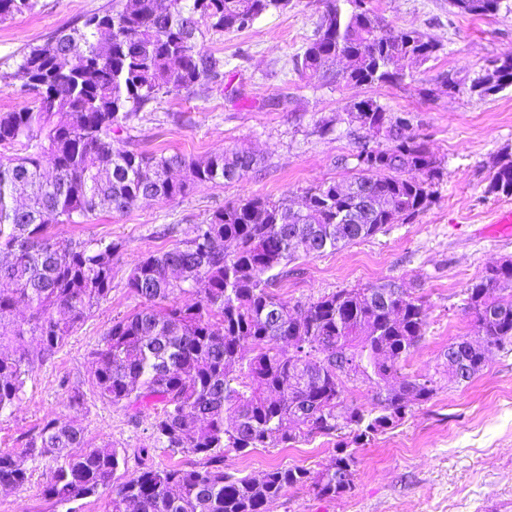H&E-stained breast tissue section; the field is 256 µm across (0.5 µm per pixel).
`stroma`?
Listing matches in <instances>:
<instances>
[{
  "label": "stroma",
  "instance_id": "1",
  "mask_svg": "<svg viewBox=\"0 0 512 512\" xmlns=\"http://www.w3.org/2000/svg\"><path fill=\"white\" fill-rule=\"evenodd\" d=\"M112 0H37L35 8L0 23V112L21 109L24 96L8 77L28 47L57 30L81 23ZM391 27L415 29L441 46L434 58L406 67L403 83L326 84L321 74L294 67L313 39L321 0H290L238 32L203 29L198 44L224 59V78L209 89L173 92L144 107L122 144L148 153H179L196 160L243 148L260 160L232 182L206 183L176 199L158 198L126 212H99L80 224H54L57 239L121 243L112 290L52 356H34L25 393L0 415V450L44 420L67 419L86 445L113 444L126 457L125 472L141 468L201 466V457L156 447L152 418H132L120 404L101 399L94 386L93 352L114 319L138 309L127 286L144 257L172 248L195 225L239 199L259 196L300 203L310 188L353 178L356 146L347 111L371 99L393 112H409L413 131L441 164L432 204L415 219L391 224L375 236L319 257L290 264L275 291L304 305L343 288L394 281L422 297L429 327L406 364L412 375L435 373L448 344L473 337L463 308L465 290L486 267L512 258V224L494 223L512 196L488 193L498 169L512 162V87L486 97L471 92L493 60L512 56V0L492 17L457 13L451 0H371ZM81 393V405L70 397ZM317 436L291 448H257L227 455L224 466L261 475L276 467H330L336 442ZM24 490L0 488V512H106V496L52 505L40 493L50 459L32 461ZM268 512H512V350L493 351L471 382L440 377L436 395L414 406L396 427L357 451L351 492L320 499L305 487L286 488Z\"/></svg>",
  "mask_w": 512,
  "mask_h": 512
}]
</instances>
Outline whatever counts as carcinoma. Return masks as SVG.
Wrapping results in <instances>:
<instances>
[{
	"instance_id": "cac0c4a2",
	"label": "carcinoma",
	"mask_w": 512,
	"mask_h": 512,
	"mask_svg": "<svg viewBox=\"0 0 512 512\" xmlns=\"http://www.w3.org/2000/svg\"><path fill=\"white\" fill-rule=\"evenodd\" d=\"M502 0H453L462 15L496 14ZM315 38L297 56L299 71L325 82L395 84L400 61L424 62L438 44L416 30L384 25L368 0H322ZM35 0H0V23ZM288 0H118L82 25L63 29L24 52L13 78L29 96L0 113V414L25 393L29 347L61 348L112 290L122 245L56 241L50 221L79 224L96 211L125 212L156 198H177L198 184L232 181L258 160L232 148L197 161L180 154L124 150L118 138L138 111L162 94L224 78V60L199 47L204 23L216 31L249 27ZM342 56L347 68L329 66ZM495 76L472 85L480 96L512 87V57L493 61ZM357 144V176L310 189L302 207L288 198L247 197L214 211L190 238L151 254L131 270L127 288L141 307L112 322L94 352L100 397L139 416L153 412L154 442L200 455L203 466L147 467L120 479L125 456L110 443L84 448L82 431L52 418L24 436L19 453L0 452V486L25 489L29 460L56 467L42 485L63 504L107 495V512H267L288 486L319 498L353 488L357 449L398 425L437 391L434 375L404 367L425 338L424 301L394 283L344 288L301 306L272 290L299 252L320 256L414 219L432 203L440 164L407 133L410 119L372 99L348 110ZM488 192L512 196V164L494 173ZM298 241L283 243L288 231ZM316 243L309 246L308 236ZM512 269L491 265L466 289L465 310L483 344L467 339L443 353V371L461 384L484 367L491 349L512 345ZM194 293L192 307L177 295ZM29 311L13 319L18 307ZM280 318L272 322L268 311ZM374 388L369 407L347 402L336 355ZM350 428L337 443L336 472L277 467L262 477L224 470V457L254 448H287L314 435Z\"/></svg>"
}]
</instances>
